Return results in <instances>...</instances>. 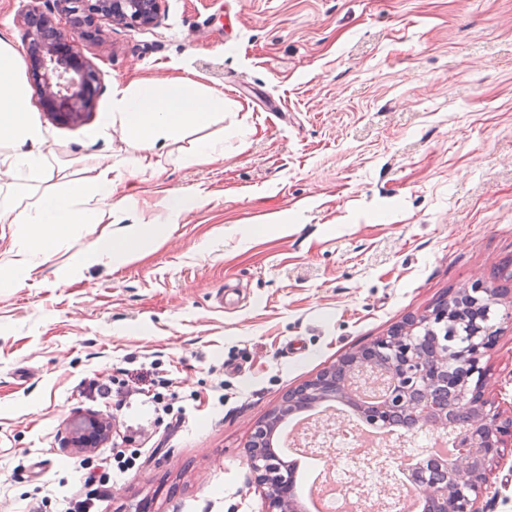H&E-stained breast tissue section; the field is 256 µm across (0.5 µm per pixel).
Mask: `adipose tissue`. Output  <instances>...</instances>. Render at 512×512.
<instances>
[{
    "instance_id": "adipose-tissue-1",
    "label": "adipose tissue",
    "mask_w": 512,
    "mask_h": 512,
    "mask_svg": "<svg viewBox=\"0 0 512 512\" xmlns=\"http://www.w3.org/2000/svg\"><path fill=\"white\" fill-rule=\"evenodd\" d=\"M21 69L20 55L12 48L0 46V167L38 174L44 169L41 130L26 105ZM112 109L121 113L129 141L141 146L161 139H177L187 124L208 123L215 113L223 111L224 94L208 90L199 95L187 83L177 80L163 90L146 82L132 90H117ZM90 170L89 183L81 182L67 192L47 195L30 207L0 199V224H24L30 230L31 245L19 257L18 270L28 272L41 265L70 225L102 224L111 217V158L93 160ZM88 191L95 197V205L77 208L75 197ZM165 236V225L136 224L118 243L106 245L105 250L113 263L121 265L136 260Z\"/></svg>"
}]
</instances>
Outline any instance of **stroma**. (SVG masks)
<instances>
[{"label": "stroma", "mask_w": 512, "mask_h": 512, "mask_svg": "<svg viewBox=\"0 0 512 512\" xmlns=\"http://www.w3.org/2000/svg\"><path fill=\"white\" fill-rule=\"evenodd\" d=\"M0 0V45L24 50L32 4ZM77 49L98 73L92 112L60 123L33 81L42 174L0 170L20 206L114 167L108 224H77L0 292V512H265L252 427L289 390L439 298L508 288L484 363L512 416V0H165L158 25L113 27ZM179 78L224 110L176 140L131 145L116 88ZM223 144L208 163L188 157ZM173 193L197 204L168 219ZM167 239L117 267L94 248L128 225ZM165 370L182 423L89 397L94 379ZM111 422L99 447L144 460L83 484L73 420ZM479 505L512 512V447Z\"/></svg>", "instance_id": "1"}]
</instances>
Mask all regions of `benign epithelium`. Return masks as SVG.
<instances>
[{"mask_svg":"<svg viewBox=\"0 0 512 512\" xmlns=\"http://www.w3.org/2000/svg\"><path fill=\"white\" fill-rule=\"evenodd\" d=\"M164 0H56L65 25L52 22L35 6L24 16L25 61L48 115L70 122L90 112L99 77L92 65L75 50L78 39H97L114 26L147 28L157 25ZM495 305L492 291L475 284L438 302L428 313L412 317L386 335L346 353L338 363L315 378L288 391L281 403L250 433L246 460L254 482L268 502L267 512H299L292 492L293 482L283 459L266 452L270 433L302 401L347 397L345 377L357 376L373 362L374 355L387 358L385 376L394 383L388 400L380 407L366 408L370 423H381L394 411L410 415L408 425L419 430L448 426V415L435 413L429 397L438 384H451L457 408L465 416L463 441L473 454L456 461L445 484H428L427 491L444 512H478L476 507L488 463L501 448L512 445V418L504 419L489 408L485 391L489 385L484 359L494 348L496 330L483 311ZM105 423L82 417L71 438L75 448L99 447Z\"/></svg>","mask_w":512,"mask_h":512,"instance_id":"benign-epithelium-1","label":"benign epithelium"}]
</instances>
